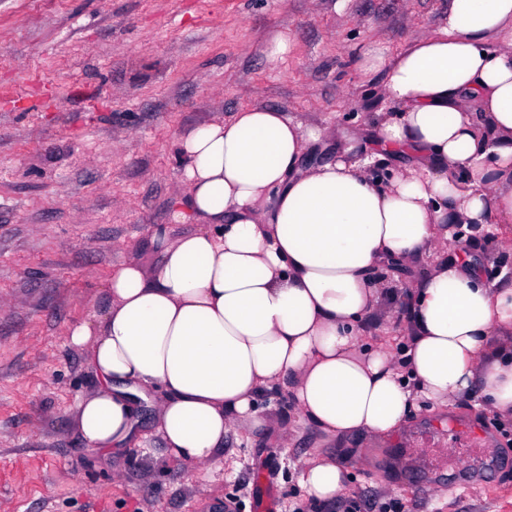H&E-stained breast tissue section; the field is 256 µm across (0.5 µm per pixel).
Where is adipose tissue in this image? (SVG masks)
I'll use <instances>...</instances> for the list:
<instances>
[{
	"mask_svg": "<svg viewBox=\"0 0 512 512\" xmlns=\"http://www.w3.org/2000/svg\"><path fill=\"white\" fill-rule=\"evenodd\" d=\"M394 112L373 124L379 160L359 132L303 126L252 106L180 132L187 192L181 235L155 224L153 266L116 265L101 308L69 331L97 377L76 425L87 448L120 451L158 440L170 463L212 470L234 426L267 427L261 395L291 408L325 439L400 435L419 403L479 394L512 420V279L487 282L451 224L487 227L512 256V0H450L448 21L393 58L365 54ZM334 147L307 163L310 148ZM437 263L405 288L386 264ZM404 319L400 353L362 345L365 320ZM154 409L142 430L140 408ZM300 485L314 506L342 496L344 469L318 452Z\"/></svg>",
	"mask_w": 512,
	"mask_h": 512,
	"instance_id": "obj_1",
	"label": "adipose tissue"
}]
</instances>
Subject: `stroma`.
I'll return each instance as SVG.
<instances>
[{"label": "stroma", "mask_w": 512, "mask_h": 512, "mask_svg": "<svg viewBox=\"0 0 512 512\" xmlns=\"http://www.w3.org/2000/svg\"><path fill=\"white\" fill-rule=\"evenodd\" d=\"M449 0H0V512H512V421L478 396L416 413L396 438L289 442L229 434L218 470L190 475L160 444L86 448L75 424L97 385L68 332L103 300L119 262L152 265L148 229L184 195L176 133L247 106L370 137L389 111L356 68L448 20ZM288 34L283 61L265 51ZM463 244L487 280L512 276L485 230ZM484 433L489 465L460 486L420 449L449 447L448 421ZM335 456L348 490L311 509L300 460ZM448 494L436 496V487Z\"/></svg>", "instance_id": "1"}]
</instances>
